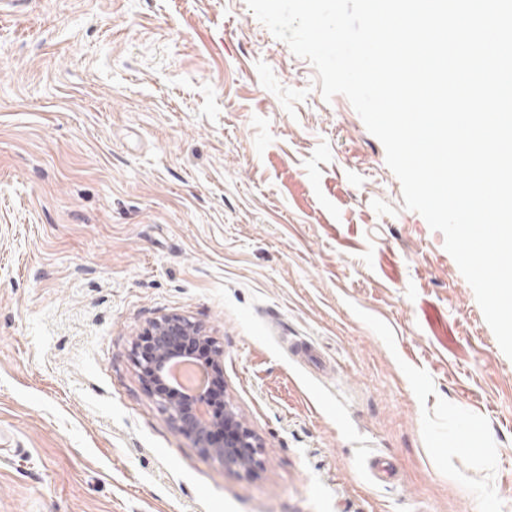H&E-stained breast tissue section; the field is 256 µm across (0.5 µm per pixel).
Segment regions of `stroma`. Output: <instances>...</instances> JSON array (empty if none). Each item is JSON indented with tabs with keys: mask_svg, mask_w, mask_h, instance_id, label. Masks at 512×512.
Returning a JSON list of instances; mask_svg holds the SVG:
<instances>
[{
	"mask_svg": "<svg viewBox=\"0 0 512 512\" xmlns=\"http://www.w3.org/2000/svg\"><path fill=\"white\" fill-rule=\"evenodd\" d=\"M175 317L220 348L257 473L142 378ZM0 512H512V359L246 0L0 11Z\"/></svg>",
	"mask_w": 512,
	"mask_h": 512,
	"instance_id": "obj_1",
	"label": "stroma"
}]
</instances>
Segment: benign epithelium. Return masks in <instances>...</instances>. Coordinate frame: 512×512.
<instances>
[{"instance_id":"benign-epithelium-1","label":"benign epithelium","mask_w":512,"mask_h":512,"mask_svg":"<svg viewBox=\"0 0 512 512\" xmlns=\"http://www.w3.org/2000/svg\"><path fill=\"white\" fill-rule=\"evenodd\" d=\"M157 344L151 354L141 356L140 366L148 378L166 377V369L173 360L169 344L174 336H189L210 342L190 322L167 319L156 323ZM162 408L182 431L194 437L197 445L224 467L253 472L260 465V444L257 437L245 426L233 405L224 402L221 416H213L206 404V394L200 389L192 394L181 393L176 387L159 396Z\"/></svg>"}]
</instances>
